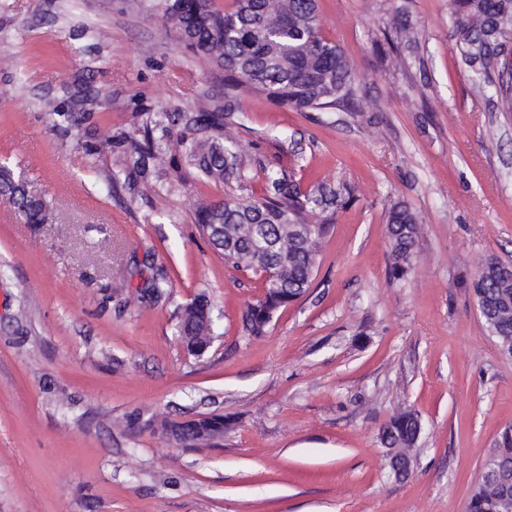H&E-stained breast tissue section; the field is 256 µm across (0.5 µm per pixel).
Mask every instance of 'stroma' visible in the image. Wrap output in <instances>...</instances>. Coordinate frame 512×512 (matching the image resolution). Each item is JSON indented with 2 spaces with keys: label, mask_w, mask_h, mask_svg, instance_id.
Wrapping results in <instances>:
<instances>
[{
  "label": "stroma",
  "mask_w": 512,
  "mask_h": 512,
  "mask_svg": "<svg viewBox=\"0 0 512 512\" xmlns=\"http://www.w3.org/2000/svg\"><path fill=\"white\" fill-rule=\"evenodd\" d=\"M319 5L357 74L355 112L241 90L222 134L249 164L228 185L179 151L129 164L155 115L224 106L223 69L183 47L158 0H0V165L56 212L28 224L0 199V512H466L512 424V357L464 286L488 257L512 263V112L474 88L448 0ZM398 15L417 47L386 57ZM263 164L348 181L356 200L310 288L255 337L242 316L261 281L225 266L196 209L264 195ZM394 200L421 225L401 280ZM160 269L167 294L144 304ZM200 294L216 338L196 356L176 325ZM399 411L423 427L402 482L378 439ZM212 414L223 437L194 448L162 430Z\"/></svg>",
  "instance_id": "stroma-1"
}]
</instances>
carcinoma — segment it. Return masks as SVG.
<instances>
[{
  "label": "carcinoma",
  "instance_id": "cac0c4a2",
  "mask_svg": "<svg viewBox=\"0 0 512 512\" xmlns=\"http://www.w3.org/2000/svg\"><path fill=\"white\" fill-rule=\"evenodd\" d=\"M164 16L194 55L224 69V112L239 109L237 93L246 87L300 112L346 110L354 100L356 78L343 50L324 38L317 0H233L228 10L214 0H179L170 11L163 0ZM455 39L464 63L475 75V88L496 97V108L512 112V0H450ZM200 137L182 133L176 139L141 144L130 141L137 154L135 164L181 150L204 179L228 183L241 178L244 157L238 145L215 136L223 125V112L206 118L186 119ZM265 195L244 200L229 197L201 204L198 223L224 264L238 271L265 272L266 304L247 311L243 318L251 336L265 333L272 314L299 299L310 287L321 244L330 233L336 211L354 197L346 182L319 181L304 189L295 175L279 168L262 167ZM0 197L8 200L28 224H50L53 209L34 198L11 170L0 167ZM265 229L268 246L253 250V226ZM421 231L416 215L403 202L391 204L386 235L391 269L395 277L407 273ZM166 275L157 274L147 296L158 302L166 295ZM484 308L485 327L496 337L499 350L512 356V276L503 278L484 265L465 283ZM184 342L214 336L208 301L198 297L186 305L177 323ZM422 433L421 421L411 412L392 416L381 428L379 440L386 448L415 446ZM495 455L506 465L508 477L490 469L481 473L467 512H512V427L503 430Z\"/></svg>",
  "mask_w": 512,
  "mask_h": 512
}]
</instances>
